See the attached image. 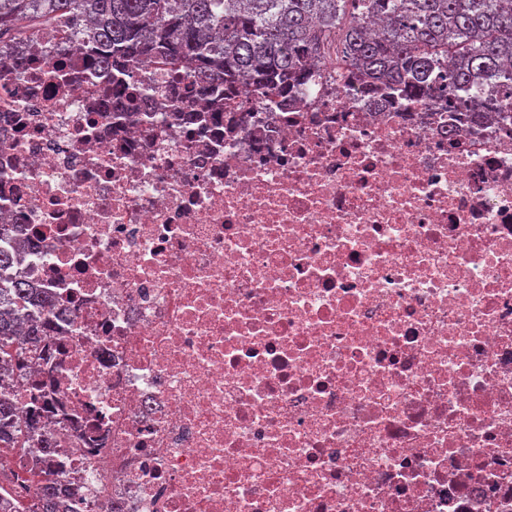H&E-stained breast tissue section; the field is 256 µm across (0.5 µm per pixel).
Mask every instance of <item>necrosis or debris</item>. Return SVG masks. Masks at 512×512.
<instances>
[{
    "label": "necrosis or debris",
    "instance_id": "necrosis-or-debris-1",
    "mask_svg": "<svg viewBox=\"0 0 512 512\" xmlns=\"http://www.w3.org/2000/svg\"><path fill=\"white\" fill-rule=\"evenodd\" d=\"M60 43L0 47L60 512H512V95L467 120L318 60L206 110L145 61L116 120Z\"/></svg>",
    "mask_w": 512,
    "mask_h": 512
}]
</instances>
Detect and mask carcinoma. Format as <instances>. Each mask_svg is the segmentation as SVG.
I'll use <instances>...</instances> for the list:
<instances>
[{
    "instance_id": "1",
    "label": "carcinoma",
    "mask_w": 512,
    "mask_h": 512,
    "mask_svg": "<svg viewBox=\"0 0 512 512\" xmlns=\"http://www.w3.org/2000/svg\"><path fill=\"white\" fill-rule=\"evenodd\" d=\"M374 18L386 22L378 38L364 25ZM21 20L72 31L95 70L119 73L151 58L213 105L236 83L286 95L306 80L308 62L323 57L379 75L414 99L446 97L450 108L458 89L484 77L512 90V0H0L1 45L26 40ZM21 262V253L0 249V381L26 376L46 356L51 330L48 320L26 322L27 308L49 298L9 275ZM19 414L0 386V512H55L54 476L17 464L41 413ZM35 475L33 503L25 490Z\"/></svg>"
}]
</instances>
